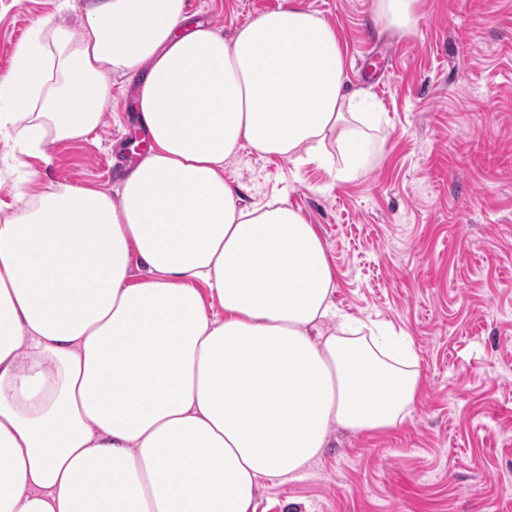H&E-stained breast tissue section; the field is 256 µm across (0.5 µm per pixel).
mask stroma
Instances as JSON below:
<instances>
[{"instance_id": "obj_1", "label": "stroma", "mask_w": 512, "mask_h": 512, "mask_svg": "<svg viewBox=\"0 0 512 512\" xmlns=\"http://www.w3.org/2000/svg\"><path fill=\"white\" fill-rule=\"evenodd\" d=\"M59 0H0V79L33 24L80 30ZM289 0H187L225 37ZM332 27L345 74L385 123L365 175L241 150L224 177L243 204L274 197L313 224L345 313L392 324L418 355L422 392L396 427L332 429L303 476L266 481L256 512H512V0H421L408 32L383 28L376 0H298ZM132 86L112 88L100 127L49 144L28 194L104 191L137 154ZM0 179V221L21 190Z\"/></svg>"}]
</instances>
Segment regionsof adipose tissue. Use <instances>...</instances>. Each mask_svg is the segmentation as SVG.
Masks as SVG:
<instances>
[{"label": "adipose tissue", "mask_w": 512, "mask_h": 512, "mask_svg": "<svg viewBox=\"0 0 512 512\" xmlns=\"http://www.w3.org/2000/svg\"><path fill=\"white\" fill-rule=\"evenodd\" d=\"M83 12L77 33L36 22L0 80V170L33 182L24 157L91 134L117 76L149 148L113 191L48 189L0 222V512H255L331 427L402 422L422 380L408 336L336 306L306 217L241 205L224 163L248 148L348 181L382 115L348 86L336 32L293 2L228 40L186 0Z\"/></svg>", "instance_id": "adipose-tissue-1"}]
</instances>
